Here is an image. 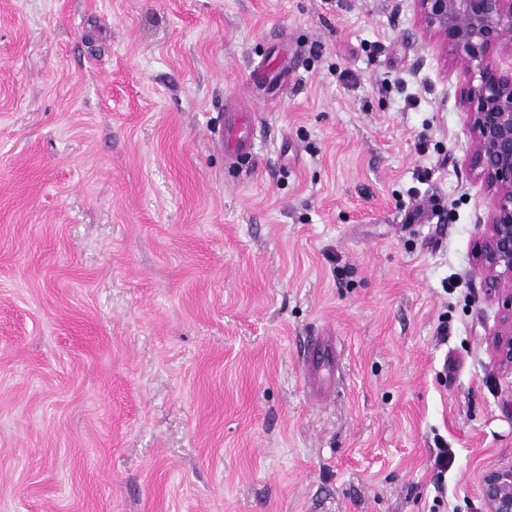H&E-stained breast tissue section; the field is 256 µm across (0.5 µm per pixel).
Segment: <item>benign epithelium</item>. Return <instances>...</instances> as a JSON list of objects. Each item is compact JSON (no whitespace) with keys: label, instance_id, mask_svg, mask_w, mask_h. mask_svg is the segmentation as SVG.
I'll list each match as a JSON object with an SVG mask.
<instances>
[{"label":"benign epithelium","instance_id":"obj_1","mask_svg":"<svg viewBox=\"0 0 512 512\" xmlns=\"http://www.w3.org/2000/svg\"><path fill=\"white\" fill-rule=\"evenodd\" d=\"M411 7L424 34L469 76L465 164L490 196L478 221L477 271L500 309L494 361L512 372V0H411ZM482 498L485 512H512V464L483 476Z\"/></svg>","mask_w":512,"mask_h":512}]
</instances>
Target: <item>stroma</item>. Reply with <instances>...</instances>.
Instances as JSON below:
<instances>
[{"label":"stroma","mask_w":512,"mask_h":512,"mask_svg":"<svg viewBox=\"0 0 512 512\" xmlns=\"http://www.w3.org/2000/svg\"><path fill=\"white\" fill-rule=\"evenodd\" d=\"M466 83L409 0H0V512H483ZM255 119L252 112H237L232 122H224V148L232 156H238L249 145L246 130H253Z\"/></svg>","instance_id":"1"}]
</instances>
